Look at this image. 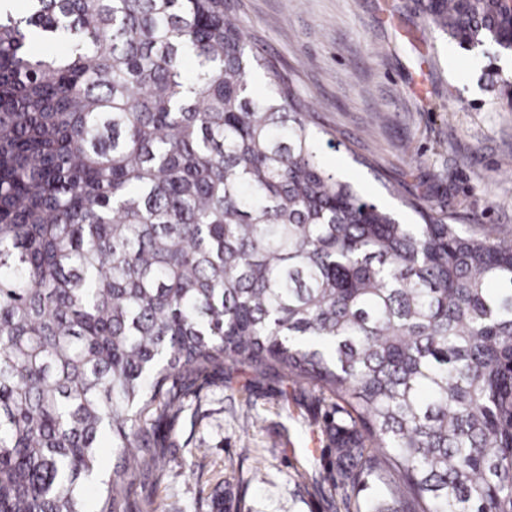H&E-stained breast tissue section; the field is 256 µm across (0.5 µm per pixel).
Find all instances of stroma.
<instances>
[{
    "mask_svg": "<svg viewBox=\"0 0 512 512\" xmlns=\"http://www.w3.org/2000/svg\"><path fill=\"white\" fill-rule=\"evenodd\" d=\"M246 50L291 79L321 139L323 165L403 224L422 200L458 224L512 225V60L476 55L426 28L419 0H236ZM242 365L213 374L161 425L171 463L134 483L158 512H357L333 500L335 456L312 392ZM324 449L322 460L311 458ZM311 470L316 485L289 476Z\"/></svg>",
    "mask_w": 512,
    "mask_h": 512,
    "instance_id": "35a3bbf8",
    "label": "stroma"
}]
</instances>
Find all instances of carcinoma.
<instances>
[{"label": "carcinoma", "mask_w": 512, "mask_h": 512, "mask_svg": "<svg viewBox=\"0 0 512 512\" xmlns=\"http://www.w3.org/2000/svg\"><path fill=\"white\" fill-rule=\"evenodd\" d=\"M421 12L512 56V0ZM410 207L324 168L234 0L1 7L0 512H132L226 364L319 394L363 512H512V227Z\"/></svg>", "instance_id": "obj_1"}]
</instances>
